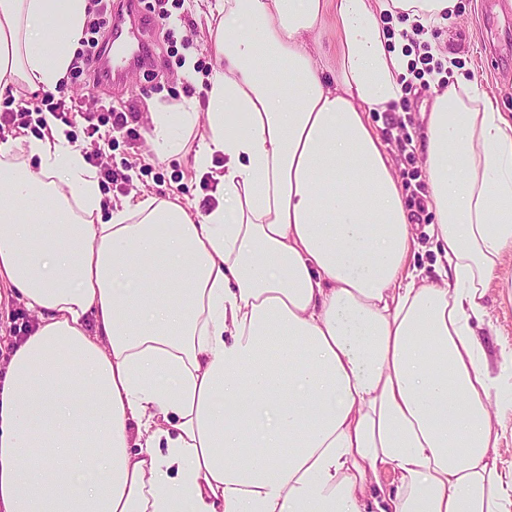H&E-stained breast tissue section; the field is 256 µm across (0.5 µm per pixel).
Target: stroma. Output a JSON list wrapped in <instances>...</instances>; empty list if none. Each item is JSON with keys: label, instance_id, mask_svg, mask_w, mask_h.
<instances>
[{"label": "stroma", "instance_id": "stroma-1", "mask_svg": "<svg viewBox=\"0 0 512 512\" xmlns=\"http://www.w3.org/2000/svg\"><path fill=\"white\" fill-rule=\"evenodd\" d=\"M144 20L141 40L148 44L152 59L144 67L130 71L122 87L95 89L100 105H124L137 112L127 131L98 140L88 137L87 123L73 112L57 113V124L66 126L74 147L81 152L102 149L115 172V179H103L102 190L115 204L135 203L143 194L180 197L199 210L217 204L220 195L208 169L196 160L197 138H189L181 155L162 159L148 140L150 115L160 108L186 99L187 75L183 62L195 58L198 71L209 69L210 54L198 32L204 17L198 0H138ZM429 40L446 52L442 65H454L467 79L477 81L501 112L512 119V0H459L457 12L448 26L434 28ZM44 95L20 93L0 100L1 112L27 110L22 126L0 127V140L7 136L41 135L47 129L40 108ZM430 94L406 90L396 108L406 114V126L390 125L385 114L372 113L371 122L392 161L405 202L413 200V186L427 180L424 157L419 149L401 151L399 141L418 138L422 127L420 110L430 104ZM433 220L431 212L420 214L416 225L413 265L421 281L441 284L443 264L437 259L424 227ZM486 316L476 328L491 362L503 361V349L512 348V257H505L491 281L485 297ZM36 315L22 304L0 305V375L4 374L11 347L36 326Z\"/></svg>", "mask_w": 512, "mask_h": 512}]
</instances>
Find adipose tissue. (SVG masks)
Returning a JSON list of instances; mask_svg holds the SVG:
<instances>
[{"instance_id":"1","label":"adipose tissue","mask_w":512,"mask_h":512,"mask_svg":"<svg viewBox=\"0 0 512 512\" xmlns=\"http://www.w3.org/2000/svg\"><path fill=\"white\" fill-rule=\"evenodd\" d=\"M457 4L209 0L206 106L152 113L150 136L223 155L204 212L106 208L62 126L0 140V288L38 319L0 381V512H512L475 331L512 256V121L462 77L422 115L441 286L410 268L370 121L403 95L409 35ZM90 18L0 0V96L57 92ZM319 39L323 48V59L327 64H335L336 60V30L331 14L326 16L325 24L319 32Z\"/></svg>"}]
</instances>
